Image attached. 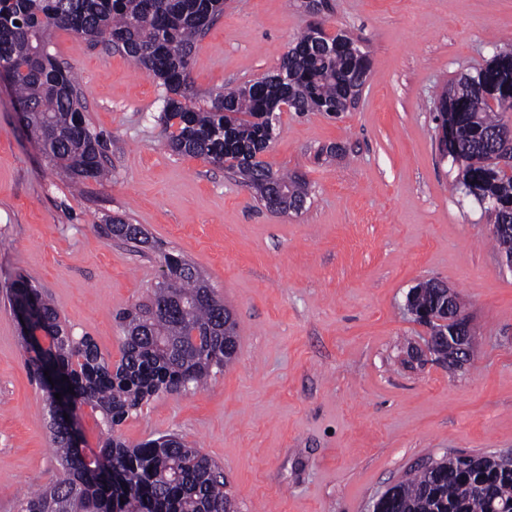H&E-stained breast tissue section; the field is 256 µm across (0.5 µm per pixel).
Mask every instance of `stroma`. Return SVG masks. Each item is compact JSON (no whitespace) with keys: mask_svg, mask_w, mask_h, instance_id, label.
<instances>
[{"mask_svg":"<svg viewBox=\"0 0 512 512\" xmlns=\"http://www.w3.org/2000/svg\"><path fill=\"white\" fill-rule=\"evenodd\" d=\"M322 25L356 36L371 70L339 116L280 113L262 159L302 178L305 208L264 209L226 166L166 145L163 91L125 56L55 32L108 149L111 181L74 189L20 125L0 83V502L56 480L45 392L6 286L24 277L75 335L121 357L118 315L162 278L152 249L107 237L126 213L206 275L237 322L232 364L201 391L162 393L115 432L177 434L223 467L239 512H369L447 451L512 450V267L488 217L452 193L433 112L460 74L512 48V0H226L190 63L198 96L278 67ZM439 279L472 319L475 353L452 368L409 360L425 335L408 290Z\"/></svg>","mask_w":512,"mask_h":512,"instance_id":"35a3bbf8","label":"stroma"}]
</instances>
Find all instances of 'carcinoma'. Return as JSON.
<instances>
[{"label": "carcinoma", "mask_w": 512, "mask_h": 512, "mask_svg": "<svg viewBox=\"0 0 512 512\" xmlns=\"http://www.w3.org/2000/svg\"><path fill=\"white\" fill-rule=\"evenodd\" d=\"M223 13L224 0H0V68L10 71L16 106L25 111L31 139L49 163L74 186L109 175L102 137L88 123L81 98L66 93L78 83L49 52L52 33L62 30L124 54L159 80L166 127L178 124L168 137L172 152L230 163L261 201L262 184L271 178L288 190V208L301 210L307 184L256 160L276 137L275 105L286 90L294 112H345L349 90L365 84L370 59L365 51L352 55L343 32L336 33L337 49L331 53L315 42L310 29L292 42L279 64L288 83L269 82L255 92L245 85L211 92L205 105L196 106L190 61ZM438 112L447 124L439 149L458 169L452 191L479 205L499 202L493 240L512 249V174L494 162V134L509 132L512 51L460 75L440 95ZM107 230L136 246L149 242L139 225L120 217L108 219ZM155 251L163 279L150 304L122 312V356L116 365L91 337L64 328L51 301L24 278L11 283L13 302L26 306L32 328L50 339L45 358L29 361L33 374L49 367L67 376L56 392L77 409L98 412L107 430L102 447L80 451L72 447L67 429L50 421L63 476L24 494L19 512H236L224 492V471L198 449L170 434L133 447L115 435V427L155 395L202 389L236 358V321L224 300L188 260L159 246ZM411 303L421 316L450 320L447 326L431 324V335L456 326L447 312V289L438 284L417 289ZM54 393L48 392L50 410ZM510 493L512 470L475 466L456 455L391 486L379 512H488L490 498Z\"/></svg>", "instance_id": "obj_1"}]
</instances>
